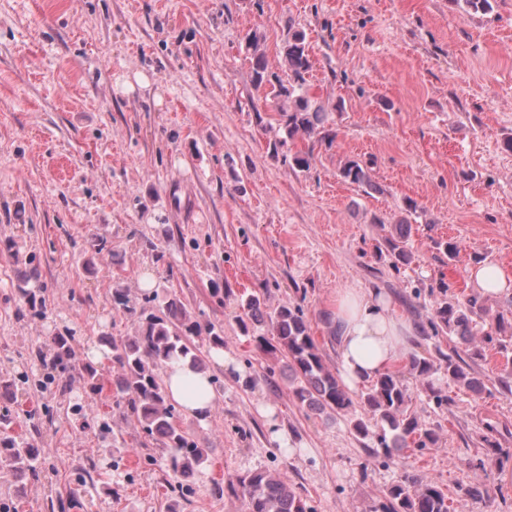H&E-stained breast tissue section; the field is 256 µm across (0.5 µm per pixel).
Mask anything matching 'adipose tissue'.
I'll return each instance as SVG.
<instances>
[{
	"instance_id": "ef3b65f1",
	"label": "adipose tissue",
	"mask_w": 512,
	"mask_h": 512,
	"mask_svg": "<svg viewBox=\"0 0 512 512\" xmlns=\"http://www.w3.org/2000/svg\"><path fill=\"white\" fill-rule=\"evenodd\" d=\"M333 322L340 376L352 388L401 360L416 334L413 322L393 311L382 289L354 284L337 291ZM162 379L171 403L199 423L208 422L219 400L211 372L173 361Z\"/></svg>"
}]
</instances>
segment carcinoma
<instances>
[{
	"instance_id": "carcinoma-1",
	"label": "carcinoma",
	"mask_w": 512,
	"mask_h": 512,
	"mask_svg": "<svg viewBox=\"0 0 512 512\" xmlns=\"http://www.w3.org/2000/svg\"><path fill=\"white\" fill-rule=\"evenodd\" d=\"M243 42L249 55L252 88L262 93L278 112L288 139H301L311 144L333 141L336 133L327 128L329 109L340 111L342 104L330 106L310 95L307 76L313 63L305 31L288 27V39L280 49L278 71L272 70L262 48L263 34L249 30ZM339 176L358 188L372 187L368 168L357 160L345 161ZM393 228L394 235L384 238L380 248L387 251L395 263L405 264L411 259L407 246L411 224L401 219ZM138 302L130 289H112L113 306L138 314L134 335L112 336L106 340L116 368L112 378L113 405L124 420L135 423L141 438L157 443L167 453L173 475L187 480L207 463V449L177 423L161 370L174 360L188 361L199 370L206 369L194 339L203 336L213 347L222 349L223 330L192 316L175 295L158 309L146 308L151 302L147 294L142 295L144 306H138ZM243 307L248 320L240 321L242 330L252 331V341L258 351L285 356L292 397L301 407L330 417L353 413L355 404H361L371 418L353 419L352 430L360 438L375 437L386 456L394 448L424 449L436 445L437 430L408 413L410 395L402 371L390 370L378 375L355 399L326 366L299 307L284 303L269 309L265 301L254 294L245 298ZM485 314L487 309L476 295L464 303L437 302L428 321L433 336L446 334L456 338V344L447 352L435 348L434 360L416 352L405 355L408 370L422 382L436 404L452 402L431 380L440 370L448 381L459 387L473 393L483 391V378L474 365L485 360L486 345L498 347L499 353L506 357V365H512V307L492 316V333H484L480 328L478 318ZM74 341L75 337L70 334L52 337L47 363L51 370L66 374L75 368ZM78 368L83 388L90 395L98 394L100 383L96 368L88 362ZM486 429L485 458L472 464L473 470L479 472L485 469V459L504 452L493 440L497 428L489 423ZM38 456L39 449L29 442L5 430L0 432V463L9 467L15 476L39 480ZM226 491L242 497L247 512H313L278 472L255 471L225 484H213L215 495L222 496ZM373 512H449L448 496L423 475L407 474L388 489L385 501Z\"/></svg>"
}]
</instances>
